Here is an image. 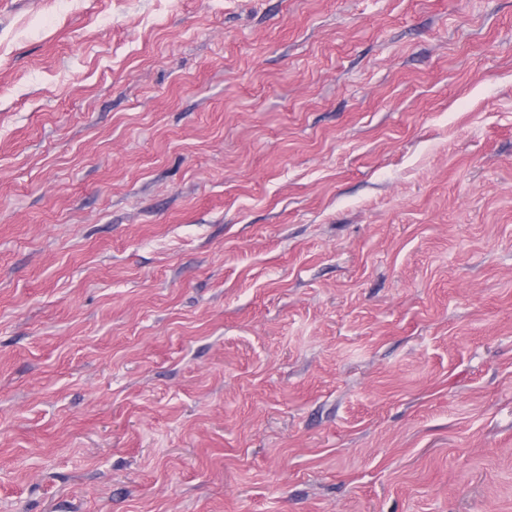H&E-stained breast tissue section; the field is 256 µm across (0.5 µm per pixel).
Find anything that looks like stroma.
<instances>
[{"instance_id":"stroma-1","label":"stroma","mask_w":512,"mask_h":512,"mask_svg":"<svg viewBox=\"0 0 512 512\" xmlns=\"http://www.w3.org/2000/svg\"><path fill=\"white\" fill-rule=\"evenodd\" d=\"M0 512H512V0H0Z\"/></svg>"}]
</instances>
